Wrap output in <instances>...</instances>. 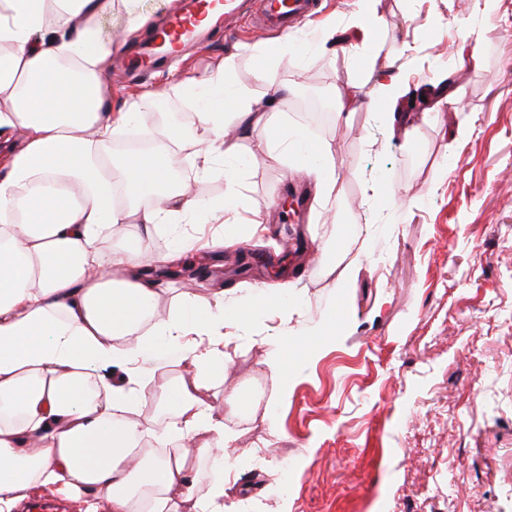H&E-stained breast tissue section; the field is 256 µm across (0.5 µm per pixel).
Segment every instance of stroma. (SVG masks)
Returning <instances> with one entry per match:
<instances>
[{
    "instance_id": "35a3bbf8",
    "label": "stroma",
    "mask_w": 512,
    "mask_h": 512,
    "mask_svg": "<svg viewBox=\"0 0 512 512\" xmlns=\"http://www.w3.org/2000/svg\"><path fill=\"white\" fill-rule=\"evenodd\" d=\"M178 0H112V105L138 102L144 145L169 125L192 127L189 94L166 99L171 67L216 73L237 55L236 82L269 97L255 77V45L273 29L242 18L229 32L200 33L185 53L136 75L128 58L148 26ZM317 19L292 33L304 54L281 56L278 80L295 101L336 104L375 65L393 64L417 96L407 127L388 128L377 101L349 120L309 127L293 103L270 107L271 128L304 130L328 147L340 174L335 197L307 199V221L283 223L295 185L265 160L246 176L241 221L265 216L268 232L241 261L207 254L164 279L158 306L223 295L239 306L250 288L286 282L287 318L253 310L224 343L231 362L212 403L230 389L260 394L224 421L226 512H512V0L480 12L475 0H377L372 26L359 0H318ZM458 108L436 111L440 81ZM201 144L179 153L193 194L224 197V180L199 178ZM339 223H332V213ZM328 261L314 267L315 246ZM284 353L288 372L267 360Z\"/></svg>"
}]
</instances>
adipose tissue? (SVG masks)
I'll use <instances>...</instances> for the list:
<instances>
[{"instance_id":"ef3b65f1","label":"adipose tissue","mask_w":512,"mask_h":512,"mask_svg":"<svg viewBox=\"0 0 512 512\" xmlns=\"http://www.w3.org/2000/svg\"><path fill=\"white\" fill-rule=\"evenodd\" d=\"M46 2L0 0V44L11 47L0 53V130L22 135L0 160V512L49 486L85 512H224L222 467L212 466L200 493L187 463L229 439L208 392L224 366L225 331L247 314L218 300L199 306L186 291L178 311L160 315L159 283L142 269L168 257L146 252L142 239L163 224L239 223L245 173L264 156H301L298 172L319 197H334V158L310 150L299 130L263 134L266 105L233 83L231 53L218 74L174 83L206 94L194 164L201 176L223 177V201L175 186L185 130L168 126L151 151L121 161L128 187L149 205L118 204L108 146L133 132L137 112L112 108V42L102 33L112 0H54L52 10ZM291 49L283 39L256 52L257 80L282 101L292 90L276 66ZM125 224L140 238L102 253L100 240ZM172 353L183 376L156 397L167 418L160 428L138 411L144 364L162 368ZM112 363L126 367L127 384L100 374Z\"/></svg>"}]
</instances>
